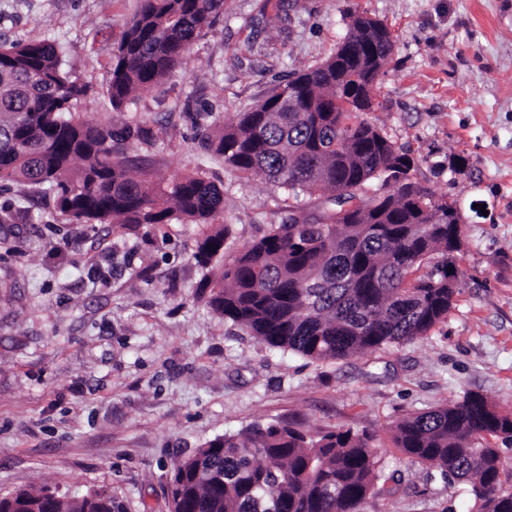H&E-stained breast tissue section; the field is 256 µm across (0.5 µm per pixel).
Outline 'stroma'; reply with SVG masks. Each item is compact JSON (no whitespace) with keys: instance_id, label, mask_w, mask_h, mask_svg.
I'll use <instances>...</instances> for the list:
<instances>
[{"instance_id":"1","label":"stroma","mask_w":512,"mask_h":512,"mask_svg":"<svg viewBox=\"0 0 512 512\" xmlns=\"http://www.w3.org/2000/svg\"><path fill=\"white\" fill-rule=\"evenodd\" d=\"M139 0H0V40L52 38L88 93L74 118L141 129L130 172L197 173L224 191L237 249L279 223L283 195L209 149L215 134L336 49L351 13L386 23L392 59L369 122L458 206L464 286L413 342L314 363L272 351L199 297V224H80L53 193L0 185V492L105 491L168 512L174 464L224 434L285 422L365 431L389 480L360 512H469L391 443L403 416L477 392L512 413V0H227L177 70L113 108L112 52ZM146 277H136V270Z\"/></svg>"}]
</instances>
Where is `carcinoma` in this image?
<instances>
[{
    "mask_svg": "<svg viewBox=\"0 0 512 512\" xmlns=\"http://www.w3.org/2000/svg\"><path fill=\"white\" fill-rule=\"evenodd\" d=\"M225 0H141L112 55L108 93L119 108L169 77ZM394 35L353 14L336 51L299 71L209 146L234 171L264 174L288 195L284 217L243 248L215 223L224 194L199 174L127 173L117 138L131 132L76 120L87 86L65 70L54 40L0 41V183L49 186L80 224H203L194 258L208 269L200 297L267 347L313 362L411 342L448 316L461 280L454 203L413 178L410 152L363 118L391 59ZM378 187H373V184ZM329 193L306 213L300 198ZM394 448L468 486L475 512H512L502 479L512 416L478 392L404 416ZM382 476L372 436L350 428L309 436L282 422L206 442L169 477V512H359ZM0 512H124L105 491L70 499L50 490L0 493Z\"/></svg>",
    "mask_w": 512,
    "mask_h": 512,
    "instance_id": "cac0c4a2",
    "label": "carcinoma"
}]
</instances>
